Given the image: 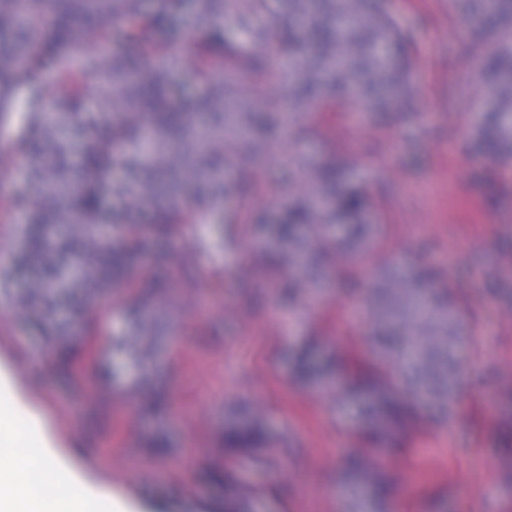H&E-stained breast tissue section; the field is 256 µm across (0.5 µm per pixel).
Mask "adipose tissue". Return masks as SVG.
Listing matches in <instances>:
<instances>
[{
  "label": "adipose tissue",
  "mask_w": 512,
  "mask_h": 512,
  "mask_svg": "<svg viewBox=\"0 0 512 512\" xmlns=\"http://www.w3.org/2000/svg\"><path fill=\"white\" fill-rule=\"evenodd\" d=\"M46 415L20 407L8 377L0 375V512H124L112 491L90 494L79 476H64L62 450L46 435Z\"/></svg>",
  "instance_id": "1"
}]
</instances>
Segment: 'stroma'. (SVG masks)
<instances>
[{"mask_svg":"<svg viewBox=\"0 0 512 512\" xmlns=\"http://www.w3.org/2000/svg\"><path fill=\"white\" fill-rule=\"evenodd\" d=\"M387 9L411 44V111L311 104L291 129H261L260 150L238 148L231 160L229 176L248 191L225 197V222L204 217L172 240L142 239L127 282L90 299L70 289L38 318L25 304L39 272L13 264L29 212L11 194L23 184L33 200L40 187L15 142L34 104L67 88L45 73L0 126V370L45 412L54 442L79 449V476L119 492L130 512H224L212 477L224 468L244 512H512V159L494 158L471 129L464 0H387ZM232 82L260 108L288 95L287 83L247 71ZM330 157L368 191L379 240L364 270L331 258L329 275L289 298L288 271L269 273L254 243L274 241L295 173ZM422 267L451 280L465 314L454 338L462 377L445 406L400 373L418 418L389 452L364 438L361 402L331 387V356L382 355L370 308L387 273ZM143 302L154 331L132 348L131 310ZM63 331L78 346L66 370L49 345ZM303 356L314 362L307 380L296 375ZM155 385L169 400L160 415L147 408ZM254 414L263 446L225 455V431ZM158 436L162 455L150 446ZM353 455L390 479L387 500L350 491Z\"/></svg>","mask_w":512,"mask_h":512,"instance_id":"35a3bbf8","label":"stroma"}]
</instances>
